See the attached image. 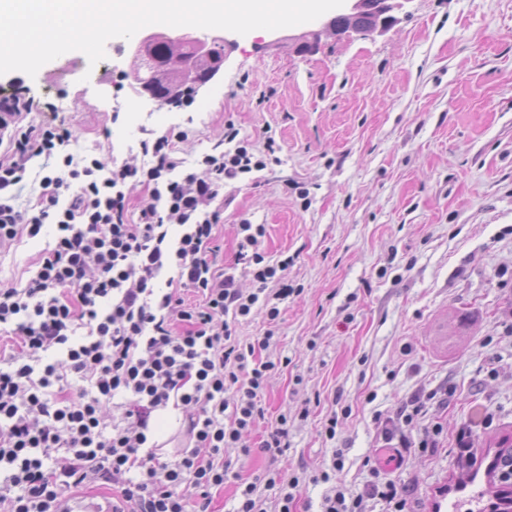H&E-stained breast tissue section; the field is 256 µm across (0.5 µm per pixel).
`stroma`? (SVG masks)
<instances>
[{
    "mask_svg": "<svg viewBox=\"0 0 512 512\" xmlns=\"http://www.w3.org/2000/svg\"><path fill=\"white\" fill-rule=\"evenodd\" d=\"M394 16L369 35L323 16L225 32L235 49L189 106L138 96L120 37L94 65L71 51L36 77L0 75L1 96L33 98L34 123L70 130L69 152L109 169L146 165L140 140L174 129L189 132L176 145L189 166L227 123L258 147L274 137L280 163L225 184L217 243L233 267L238 224H261L266 252L292 258L297 292L265 352L278 367L251 438L287 416L277 466L300 480L294 512L379 480L409 488L404 512H478L492 446L512 428V0H407ZM303 41L314 50L298 53ZM53 239L47 226L1 251L0 288ZM418 394L410 427L395 413ZM390 416L399 435L437 430L436 447L391 461Z\"/></svg>",
    "mask_w": 512,
    "mask_h": 512,
    "instance_id": "stroma-1",
    "label": "stroma"
}]
</instances>
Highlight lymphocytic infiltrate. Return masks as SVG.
Returning <instances> with one entry per match:
<instances>
[{
  "mask_svg": "<svg viewBox=\"0 0 512 512\" xmlns=\"http://www.w3.org/2000/svg\"><path fill=\"white\" fill-rule=\"evenodd\" d=\"M29 103L0 99V247L55 228L24 286L0 288V512H59L62 500L98 481L116 487L117 512H207L229 479L225 449L276 456L288 446L279 417L259 446L274 361L261 357L293 293L289 259L262 249L266 228L240 224L244 291L218 263L215 203L225 182L274 160V139L256 150L227 125L193 168L175 141L140 143L150 163L106 170L66 153L72 134L22 125ZM61 153L35 205L19 209L29 161ZM138 178L149 199L128 220L124 192ZM263 313L270 329L241 340L238 326ZM183 410L184 442L153 440L156 411Z\"/></svg>",
  "mask_w": 512,
  "mask_h": 512,
  "instance_id": "1",
  "label": "lymphocytic infiltrate"
}]
</instances>
